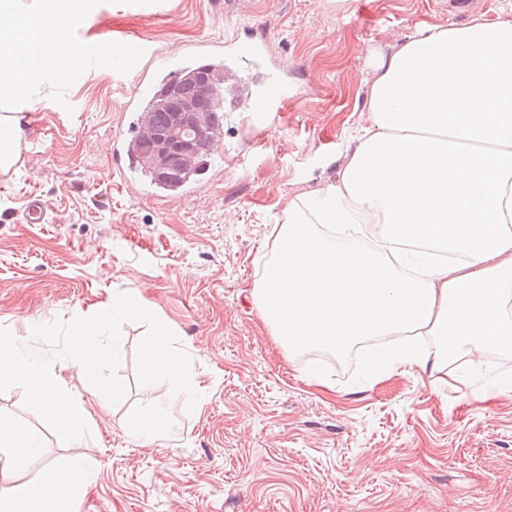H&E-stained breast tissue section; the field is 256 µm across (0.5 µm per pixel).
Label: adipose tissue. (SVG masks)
Here are the masks:
<instances>
[{
  "instance_id": "1",
  "label": "adipose tissue",
  "mask_w": 512,
  "mask_h": 512,
  "mask_svg": "<svg viewBox=\"0 0 512 512\" xmlns=\"http://www.w3.org/2000/svg\"><path fill=\"white\" fill-rule=\"evenodd\" d=\"M87 2L0 0V75L20 83L0 95V173L27 135L40 71L77 58L69 31ZM370 74L338 178L283 208L254 306L292 355L401 337L367 355L375 381L512 352V15L420 23ZM40 451L0 414V463L21 470ZM95 481L76 455L0 496V512H74Z\"/></svg>"
}]
</instances>
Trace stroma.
<instances>
[{"label": "stroma", "instance_id": "1", "mask_svg": "<svg viewBox=\"0 0 512 512\" xmlns=\"http://www.w3.org/2000/svg\"><path fill=\"white\" fill-rule=\"evenodd\" d=\"M80 45L102 36L149 40L147 73L167 72L200 39H270L278 67L298 82L284 111L262 130L224 128L227 162L208 164L190 197L120 188L111 155L136 99L131 77L102 53L93 74L58 83L26 105L29 129L12 171L0 174V328L34 352L32 333L55 319L103 309L130 290L157 306L191 359L200 405L153 444L127 416L165 405L170 383L140 384L143 324L122 327L118 375L126 395L108 410L93 402L79 364L56 360L83 401L85 438L60 440L0 393V413L37 431L43 453L20 473L0 472V491L37 480L45 462L84 455L98 471L75 512H512V353L418 369L367 386L362 344L342 354L288 355L273 342L250 292L274 246L289 198L336 180L337 148L357 123L374 52L422 21L465 22L512 0H95ZM44 224H24L30 195Z\"/></svg>", "mask_w": 512, "mask_h": 512}]
</instances>
